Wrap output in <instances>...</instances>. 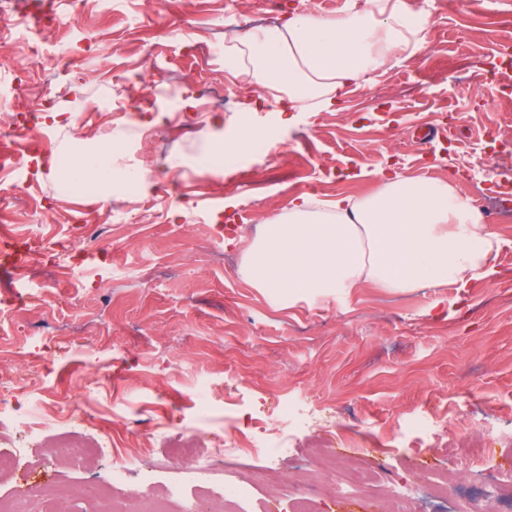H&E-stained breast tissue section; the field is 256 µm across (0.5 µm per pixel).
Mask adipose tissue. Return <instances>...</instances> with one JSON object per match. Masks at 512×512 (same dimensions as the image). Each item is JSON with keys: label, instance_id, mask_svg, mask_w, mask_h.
I'll use <instances>...</instances> for the list:
<instances>
[{"label": "adipose tissue", "instance_id": "adipose-tissue-1", "mask_svg": "<svg viewBox=\"0 0 512 512\" xmlns=\"http://www.w3.org/2000/svg\"><path fill=\"white\" fill-rule=\"evenodd\" d=\"M369 4L336 18L297 13L284 27L249 33L225 49L224 69L253 90L284 95L282 123L332 107L369 74L424 46L423 9L406 0ZM501 244L450 182L387 172L357 199L295 196L248 242L240 273L284 307L367 284L394 293L462 289L496 275Z\"/></svg>", "mask_w": 512, "mask_h": 512}]
</instances>
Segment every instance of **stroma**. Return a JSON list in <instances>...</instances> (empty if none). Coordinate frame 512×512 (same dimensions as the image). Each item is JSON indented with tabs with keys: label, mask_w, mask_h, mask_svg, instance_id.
<instances>
[{
	"label": "stroma",
	"mask_w": 512,
	"mask_h": 512,
	"mask_svg": "<svg viewBox=\"0 0 512 512\" xmlns=\"http://www.w3.org/2000/svg\"><path fill=\"white\" fill-rule=\"evenodd\" d=\"M429 13L423 49L352 88L339 109L301 112L280 125L274 99L243 98L207 107L211 83L238 95L241 82L224 70L220 46L224 0H95L52 7L63 25L57 43L84 28L67 69H52L56 45L17 46L0 57V113L25 111L31 88L43 86L57 119L37 115L38 139L0 132L13 144L14 168L0 169V212L35 263L25 269L26 309L7 307L0 287V369L24 380L13 399L45 442L80 418L84 431L104 424L112 450L102 463L123 462L154 434L194 426L205 437L252 427L290 429V410H321L336 421L338 456L360 455L380 489L448 473V506L473 512L482 489L458 474L453 449L472 445L473 417L498 427L487 439L497 469L489 480H512V214L490 227L503 241L499 275L465 291L448 287L390 293L370 285L349 296L315 297L275 306L240 275L243 248L267 218L287 212L307 193L320 200L372 192L376 172L394 169L451 180L478 212L494 207L476 174L488 162L512 173L489 133L512 136V0H498L489 23L487 0L468 11L435 9L434 0H406ZM342 16L367 0H245L256 13L288 15L301 4ZM181 82L178 113L150 127L165 106L154 73ZM112 87L111 111H94L101 85ZM139 109L120 132L115 112L130 89ZM267 132L271 153L220 174L194 167L215 142L232 141L242 113ZM437 130L421 144L419 125ZM155 137L141 138L143 128ZM137 138L152 178L141 211L112 222L119 189L92 183L63 197L59 186L77 175L86 155L110 171L125 170L126 151L114 137ZM164 138L165 156L155 153ZM236 232L225 236V225ZM103 263L87 266L83 251ZM213 393L199 415L192 389ZM425 412L444 425L448 451L405 444L400 432ZM342 473L324 475L313 496L316 512H383L376 499L346 493Z\"/></svg>",
	"instance_id": "stroma-1"
}]
</instances>
